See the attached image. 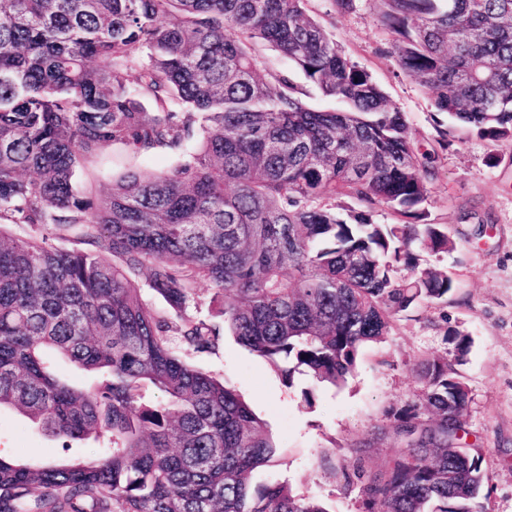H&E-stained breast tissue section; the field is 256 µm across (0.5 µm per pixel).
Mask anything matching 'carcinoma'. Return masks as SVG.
<instances>
[{"instance_id":"1","label":"carcinoma","mask_w":512,"mask_h":512,"mask_svg":"<svg viewBox=\"0 0 512 512\" xmlns=\"http://www.w3.org/2000/svg\"><path fill=\"white\" fill-rule=\"evenodd\" d=\"M307 2L0 0V224L92 246L0 235V408L101 444L58 463L0 456V512H327L253 484L278 451L266 424L173 347L214 351L228 331L288 385L339 387L399 315L454 290L419 263L449 246L428 222L434 156ZM381 2L399 66L447 118L439 147L455 127L512 139V0ZM261 44L307 85L262 69ZM310 86L334 107L311 106ZM111 143L177 165L88 197L76 172ZM379 206L408 222L373 223ZM144 271L169 313L142 301ZM202 281L208 319L188 314ZM61 361L89 382L62 379ZM419 375L430 420L404 410L386 471L352 465L366 512H482L469 391L439 358Z\"/></svg>"}]
</instances>
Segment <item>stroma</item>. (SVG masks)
Listing matches in <instances>:
<instances>
[{
  "instance_id": "stroma-1",
  "label": "stroma",
  "mask_w": 512,
  "mask_h": 512,
  "mask_svg": "<svg viewBox=\"0 0 512 512\" xmlns=\"http://www.w3.org/2000/svg\"><path fill=\"white\" fill-rule=\"evenodd\" d=\"M309 7L339 49L403 112L416 145L432 149V97L399 67L380 0H353L345 11L332 0H310ZM449 140L434 164L427 209L429 222L446 226L452 248L423 255L421 264L448 272L455 288L447 300L398 317L383 342L362 350L344 387L306 378L287 385L279 367L230 336L216 352L187 353V361L224 380L266 423L278 454L254 472V483L288 484L328 512H364L361 481L345 480L343 471L357 460L369 472L388 468L402 446L394 433L397 413L423 405L419 365L435 357L451 362L469 390L464 440L483 451L489 476L483 512H512V140L492 143L460 129ZM176 164L165 153L134 156L109 145L77 180L97 195L127 170L160 173ZM450 329L471 340L463 359L446 338ZM60 452V440L16 411L0 409V455L53 461Z\"/></svg>"
}]
</instances>
